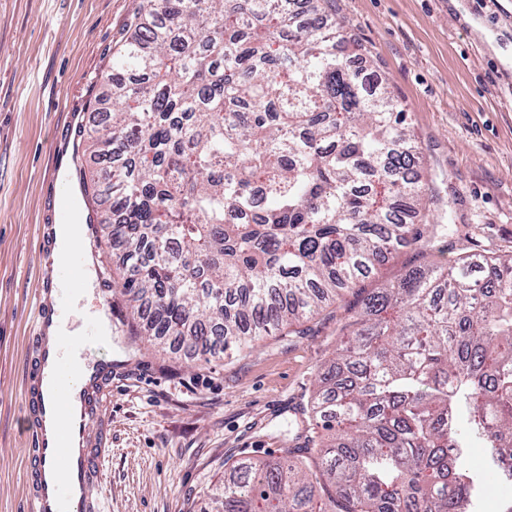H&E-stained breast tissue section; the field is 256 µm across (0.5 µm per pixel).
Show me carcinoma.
I'll return each instance as SVG.
<instances>
[{"instance_id":"cac0c4a2","label":"carcinoma","mask_w":512,"mask_h":512,"mask_svg":"<svg viewBox=\"0 0 512 512\" xmlns=\"http://www.w3.org/2000/svg\"><path fill=\"white\" fill-rule=\"evenodd\" d=\"M148 0L88 132L132 326L231 355L418 247L438 199L407 114L330 0ZM310 419L334 443L224 468L216 512H472L464 439L512 470V258L413 264L357 300ZM468 407L466 421L456 405Z\"/></svg>"}]
</instances>
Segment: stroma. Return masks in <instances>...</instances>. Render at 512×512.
Listing matches in <instances>:
<instances>
[{
    "label": "stroma",
    "instance_id": "35a3bbf8",
    "mask_svg": "<svg viewBox=\"0 0 512 512\" xmlns=\"http://www.w3.org/2000/svg\"><path fill=\"white\" fill-rule=\"evenodd\" d=\"M145 0H0V512H30L23 428L45 225L61 171L73 168L82 124L102 119L112 54ZM331 18L354 42L352 65L377 71L417 137L420 166L449 210L429 217L425 260L512 258V38L468 0H336ZM356 298L344 294L291 334L234 357L162 351L131 333L125 298L89 285L68 317L84 336L112 307L91 356L118 362L92 438L110 452L91 495L97 512H204L226 465L303 446L307 401L339 343ZM478 512H496L498 486L479 440L464 451Z\"/></svg>",
    "mask_w": 512,
    "mask_h": 512
}]
</instances>
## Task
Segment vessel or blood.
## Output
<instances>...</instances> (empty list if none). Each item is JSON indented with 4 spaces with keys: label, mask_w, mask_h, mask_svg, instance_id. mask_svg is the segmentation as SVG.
Returning <instances> with one entry per match:
<instances>
[{
    "label": "vessel or blood",
    "mask_w": 512,
    "mask_h": 512,
    "mask_svg": "<svg viewBox=\"0 0 512 512\" xmlns=\"http://www.w3.org/2000/svg\"><path fill=\"white\" fill-rule=\"evenodd\" d=\"M96 250L79 245L43 280L35 316L32 356L27 361L25 427L31 438L27 470L32 512H95L90 486L109 452L92 440L89 421L112 387L111 358L66 355L71 343L61 328L64 291L85 270L101 271Z\"/></svg>",
    "instance_id": "vessel-or-blood-1"
}]
</instances>
